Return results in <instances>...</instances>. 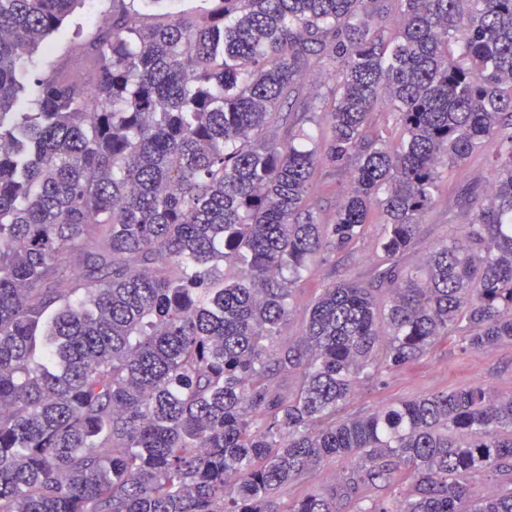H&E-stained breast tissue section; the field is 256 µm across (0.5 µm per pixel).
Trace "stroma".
I'll return each instance as SVG.
<instances>
[{
	"label": "stroma",
	"mask_w": 512,
	"mask_h": 512,
	"mask_svg": "<svg viewBox=\"0 0 512 512\" xmlns=\"http://www.w3.org/2000/svg\"><path fill=\"white\" fill-rule=\"evenodd\" d=\"M109 8L108 0H87L67 20L64 34L41 44L27 62L33 74H45L61 65L70 75L86 77L91 63L84 53L85 44L94 36L98 20ZM491 173L480 161L460 172L450 173L447 190L441 193L421 226V238L430 245L447 237L458 216L454 201L478 180L489 181ZM348 182L346 173L331 168L319 169L312 186V201L324 216H332ZM381 227L369 225L356 248L332 254L326 264L311 276L300 280L293 292V312L283 337L299 333L303 318L323 285L331 279L364 276L372 266V243ZM481 384L499 396L512 395V341L487 351H463L458 337L441 341L419 362L383 371L372 379L357 383L350 399L339 411L340 418L368 416L386 404Z\"/></svg>",
	"instance_id": "1"
}]
</instances>
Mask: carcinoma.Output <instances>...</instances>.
<instances>
[{
  "mask_svg": "<svg viewBox=\"0 0 512 512\" xmlns=\"http://www.w3.org/2000/svg\"><path fill=\"white\" fill-rule=\"evenodd\" d=\"M82 2L0 0V512H512L467 484H512V396L336 419L452 334L512 341V0H210L154 25L110 0L87 80L30 75ZM318 111L321 148L295 144ZM483 154L491 190L405 262L443 170ZM320 166L349 177L327 221ZM374 213L369 279L324 285L277 342L294 279ZM336 459L359 465L282 500ZM329 71L327 65L320 61L313 60L307 71L303 82V94L306 97H313L316 94L323 93L326 84L329 82Z\"/></svg>",
  "mask_w": 512,
  "mask_h": 512,
  "instance_id": "cac0c4a2",
  "label": "carcinoma"
}]
</instances>
